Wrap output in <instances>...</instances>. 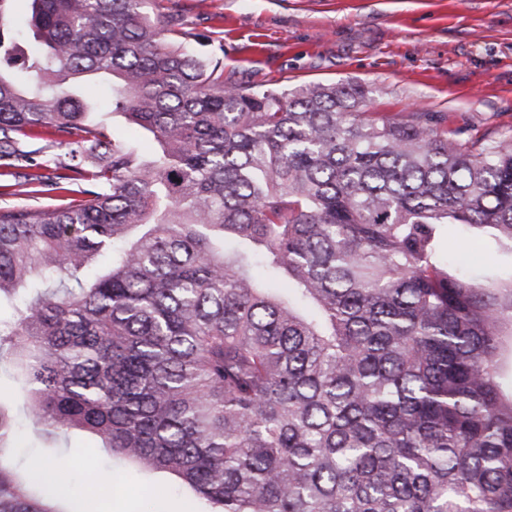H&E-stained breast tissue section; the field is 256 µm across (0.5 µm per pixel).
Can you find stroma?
Segmentation results:
<instances>
[{
	"label": "stroma",
	"instance_id": "35a3bbf8",
	"mask_svg": "<svg viewBox=\"0 0 512 512\" xmlns=\"http://www.w3.org/2000/svg\"><path fill=\"white\" fill-rule=\"evenodd\" d=\"M192 52L257 90L354 81L367 109L434 114L467 139L512 127V0H147ZM55 460L69 502L96 490L103 512H185L168 474L106 475L109 457L83 434L60 440L21 429L15 463Z\"/></svg>",
	"mask_w": 512,
	"mask_h": 512
}]
</instances>
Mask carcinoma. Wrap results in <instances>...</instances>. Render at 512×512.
I'll use <instances>...</instances> for the list:
<instances>
[{
	"label": "carcinoma",
	"instance_id": "obj_1",
	"mask_svg": "<svg viewBox=\"0 0 512 512\" xmlns=\"http://www.w3.org/2000/svg\"><path fill=\"white\" fill-rule=\"evenodd\" d=\"M0 0V362L47 433L175 476L209 512H512V129L462 140L363 111L358 83L248 92L145 0ZM112 79L115 138L79 88ZM25 141L66 147L49 166ZM291 284L282 295L253 269ZM0 512H68L13 468ZM105 117L117 135L135 142L146 154L155 150L156 142L150 133L140 128L131 127L120 115L108 114ZM446 250L448 256L459 262L464 269L469 271V274L479 275L484 272L489 265L486 260L488 255H491V252L495 250V246L493 243L487 241L485 245L460 251L456 246V236L452 234L449 236Z\"/></svg>",
	"mask_w": 512,
	"mask_h": 512
}]
</instances>
